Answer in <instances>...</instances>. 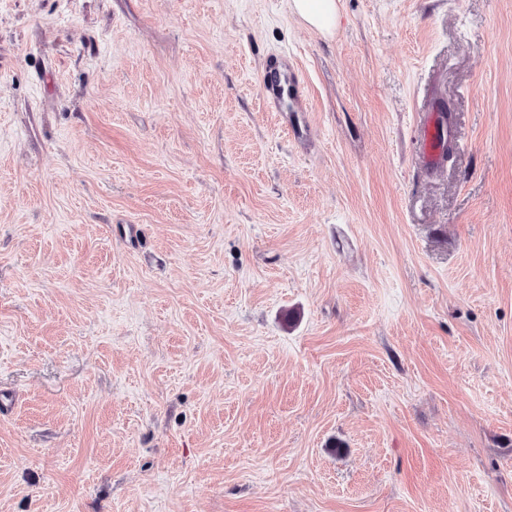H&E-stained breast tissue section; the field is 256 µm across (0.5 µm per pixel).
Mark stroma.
<instances>
[{
  "mask_svg": "<svg viewBox=\"0 0 512 512\" xmlns=\"http://www.w3.org/2000/svg\"><path fill=\"white\" fill-rule=\"evenodd\" d=\"M337 4L0 0V512H512V0ZM288 9L311 27L331 33L338 23V7L335 0H287ZM260 93L269 112H304L308 109L306 93L298 79L296 66L288 57L282 58L281 64L270 72ZM288 101L291 104L290 111L286 107ZM443 112L432 108L429 110L420 126L419 138L424 147V152L429 165L438 168L442 160V151L447 155L450 153V145L445 141L443 150L438 144L439 128L445 129L446 122Z\"/></svg>",
  "mask_w": 512,
  "mask_h": 512,
  "instance_id": "stroma-1",
  "label": "stroma"
}]
</instances>
